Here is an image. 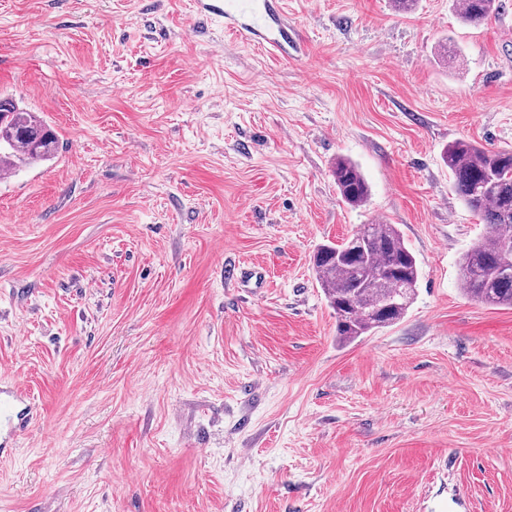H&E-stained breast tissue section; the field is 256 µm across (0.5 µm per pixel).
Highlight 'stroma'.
<instances>
[{"label": "stroma", "instance_id": "stroma-1", "mask_svg": "<svg viewBox=\"0 0 512 512\" xmlns=\"http://www.w3.org/2000/svg\"><path fill=\"white\" fill-rule=\"evenodd\" d=\"M288 20L274 60L196 0H0V96L62 144L0 181V371L37 410L0 512H512V309L461 289L485 226L442 160L512 148V0ZM380 221L418 291L343 343L311 257ZM460 19L470 25L478 26L487 21L497 10L496 0H454ZM332 176L339 195L347 205L356 208L368 201L371 195L370 185L354 161L343 156L336 157Z\"/></svg>", "mask_w": 512, "mask_h": 512}]
</instances>
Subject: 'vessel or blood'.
<instances>
[{"label":"vessel or blood","mask_w":512,"mask_h":512,"mask_svg":"<svg viewBox=\"0 0 512 512\" xmlns=\"http://www.w3.org/2000/svg\"><path fill=\"white\" fill-rule=\"evenodd\" d=\"M204 13L223 18L229 32L254 42L272 56L287 58L301 39L287 22L286 0H254L251 11L237 0H199ZM33 406L24 392L0 375V461L10 460L18 436L27 431Z\"/></svg>","instance_id":"vessel-or-blood-1"}]
</instances>
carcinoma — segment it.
I'll list each match as a JSON object with an SVG mask.
<instances>
[{
  "label": "carcinoma",
  "mask_w": 512,
  "mask_h": 512,
  "mask_svg": "<svg viewBox=\"0 0 512 512\" xmlns=\"http://www.w3.org/2000/svg\"><path fill=\"white\" fill-rule=\"evenodd\" d=\"M460 19L478 26L497 10L496 0H454ZM59 140L47 122L11 98L0 97V163L17 173L55 157ZM442 160L463 204L486 231L460 261L465 295L493 308L512 309V150H492L466 139L448 143ZM332 176L342 200L356 208L371 195L360 167L339 156ZM313 267L337 334L354 340L404 317L416 296L419 266L392 224H365L346 242L324 244Z\"/></svg>",
  "instance_id": "obj_1"
}]
</instances>
